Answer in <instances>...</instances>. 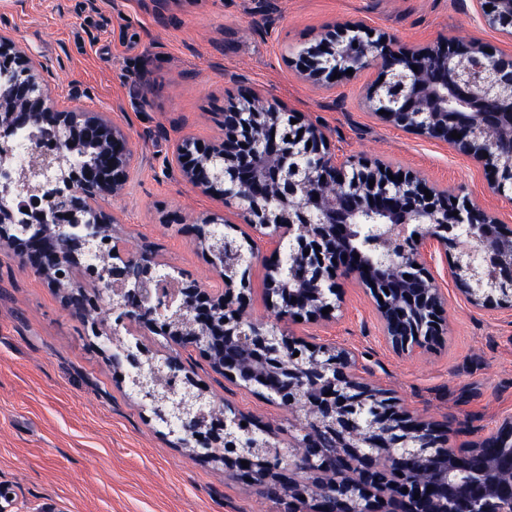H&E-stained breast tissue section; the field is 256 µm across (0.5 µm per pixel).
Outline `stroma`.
<instances>
[{"label":"stroma","mask_w":512,"mask_h":512,"mask_svg":"<svg viewBox=\"0 0 512 512\" xmlns=\"http://www.w3.org/2000/svg\"><path fill=\"white\" fill-rule=\"evenodd\" d=\"M350 21L413 50L476 40L512 54V39L485 24L474 0H0V29L41 62L56 107L104 113L141 157L125 190L102 203L119 235L214 294L223 283L182 228L211 213L239 217L187 183L173 151L186 136L222 139L236 82L320 127L337 160L377 158L414 171L512 228V203L489 190L476 161L366 110L376 69L332 88L299 75L297 50ZM429 269L448 317L427 351L397 353L369 289L346 278L334 319L288 330L349 349L357 376L400 410L447 424L454 446L476 444L512 418V308L471 303L441 257ZM129 340L113 331L107 300L82 317L17 250L0 248V512H287V501L195 459L159 427L112 367L113 351ZM177 353L216 404L256 416L287 445L279 405L216 373L194 348Z\"/></svg>","instance_id":"1"}]
</instances>
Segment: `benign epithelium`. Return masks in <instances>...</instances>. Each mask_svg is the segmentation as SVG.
Segmentation results:
<instances>
[{
	"instance_id": "1",
	"label": "benign epithelium",
	"mask_w": 512,
	"mask_h": 512,
	"mask_svg": "<svg viewBox=\"0 0 512 512\" xmlns=\"http://www.w3.org/2000/svg\"><path fill=\"white\" fill-rule=\"evenodd\" d=\"M474 2L491 7L483 11L486 23L512 37V0ZM297 56L300 74L329 86L349 69L377 67L383 80L365 95L373 115L480 163L491 192L512 202V55L488 53L476 41L418 52L402 47L393 34H374L352 22ZM5 61L0 245L21 250L26 265L64 290L78 311L97 308L98 299L87 296L88 276L96 294L109 292L115 322L159 328L247 387L275 381L281 408L293 417L303 414L294 438L298 451L285 462L270 442L271 428L246 424L235 409L215 405L207 388L184 372L178 355L158 367L140 344L127 347L133 394L169 433L193 431L184 441L193 456L219 461L237 476L243 449L256 447L243 436L258 429L270 453L249 460L252 483H282L283 496H310L317 512L329 502L336 512H512V459L474 473L466 450L450 445L448 430L399 412L382 391L355 377L351 351L309 344L285 329L298 317L332 319L343 303L337 279L346 276L383 298L377 309L396 349H428L442 334L447 298L428 269L427 244L451 257V275L473 303L512 306V229L413 172L381 161H337L321 129L291 123L294 115L258 91L243 93L224 103V140L184 138L175 145V158L187 182L274 240L272 256L263 259L272 323L258 322L247 312L255 241L237 235L221 216L199 219L189 232L220 278L228 279L224 292L212 295L183 281L167 288L159 256L147 247H124L114 228L117 218L100 207L122 192L138 163L123 127L98 112L52 111L41 63L1 30L0 64ZM19 140L32 146L26 163L13 168L12 145ZM90 147L95 154L88 161ZM10 194L30 197L35 207L25 212L6 203ZM283 250L290 258L286 273ZM411 454L424 461L417 477L404 467ZM383 471L396 476L380 493L372 484Z\"/></svg>"
}]
</instances>
